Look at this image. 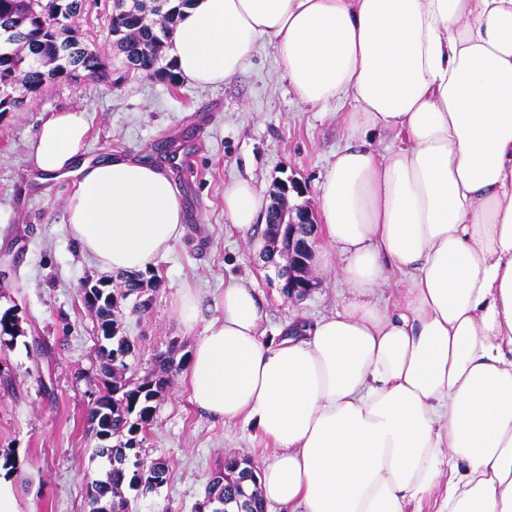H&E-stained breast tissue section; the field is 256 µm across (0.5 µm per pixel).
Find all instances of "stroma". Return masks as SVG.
<instances>
[{
	"label": "stroma",
	"instance_id": "stroma-1",
	"mask_svg": "<svg viewBox=\"0 0 512 512\" xmlns=\"http://www.w3.org/2000/svg\"><path fill=\"white\" fill-rule=\"evenodd\" d=\"M92 40L110 72L106 83L51 82L23 105L0 113V315H15V336L0 337V469L10 479L21 512H89L84 488L98 476L89 458L97 444L88 410L100 388L98 320L83 302L85 285L123 288L81 254L64 224L72 178L42 180L28 143L52 112H86L91 125L83 159L112 152L146 156L166 169L182 195L185 233L160 256L149 277L146 311L122 305L120 330L135 344L129 376L147 377L157 354L177 368L156 402L141 444L146 460L165 459L170 477L135 502V512H193L212 472L232 455L262 466L259 431L244 421L221 423L193 410L184 382L193 337L174 314L180 289L194 288L203 316H216L213 299L233 278L258 296L266 338L280 339L300 321L340 309L347 289L335 267L324 266L317 240L312 271L317 285L301 300L288 298L274 263L257 240L224 219V188L253 178L264 194L278 181H299L305 193L289 205L316 208L315 186L347 136L335 104L322 108L297 98L273 48L259 44L246 69L217 88L170 83L126 69L112 48L103 6H87L72 23ZM198 139L196 173L169 167L176 138Z\"/></svg>",
	"mask_w": 512,
	"mask_h": 512
}]
</instances>
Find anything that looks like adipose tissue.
<instances>
[{
	"instance_id": "ef3b65f1",
	"label": "adipose tissue",
	"mask_w": 512,
	"mask_h": 512,
	"mask_svg": "<svg viewBox=\"0 0 512 512\" xmlns=\"http://www.w3.org/2000/svg\"><path fill=\"white\" fill-rule=\"evenodd\" d=\"M261 42L301 103L344 105L316 200L349 296L267 341L251 288L227 280L207 321L184 291L191 404L271 444L270 512H512V0H191L170 52L208 88ZM88 133L85 113H51L33 164L75 175L66 228L102 272L151 270L185 232L180 193L146 161L81 160ZM374 133L396 148L379 156ZM267 208L252 180L224 189L240 231Z\"/></svg>"
}]
</instances>
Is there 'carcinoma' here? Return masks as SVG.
<instances>
[{
    "instance_id": "1",
    "label": "carcinoma",
    "mask_w": 512,
    "mask_h": 512,
    "mask_svg": "<svg viewBox=\"0 0 512 512\" xmlns=\"http://www.w3.org/2000/svg\"><path fill=\"white\" fill-rule=\"evenodd\" d=\"M34 0H0V86H22L37 93L48 82L75 81L89 77L91 82L109 78L103 56L95 50H85L84 43L72 35L69 26L58 28L57 4L63 5L62 15L72 20L84 10L86 0H44V8L34 11ZM191 0H115L109 16V33L113 49L125 57L132 70L153 73L176 84L178 75L174 61L163 63L168 39L182 8ZM125 287L117 292L99 289L95 301L84 297L101 325L98 353L103 360L105 380L88 411L91 433L98 440L93 458L107 460L105 478L87 484L85 497L90 512H132L133 501L124 489L135 497L156 492L168 480V464L159 459L147 462L139 455V436L156 411L155 402L167 385L173 360L159 354L154 369L143 379L127 377V358L134 345L120 334L121 303L130 297L136 307H146L140 301L144 292L142 274H124ZM194 512H265L257 485L256 469L234 456L224 457V465L209 480L201 501Z\"/></svg>"
}]
</instances>
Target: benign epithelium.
<instances>
[{
	"label": "benign epithelium",
	"instance_id": "obj_1",
	"mask_svg": "<svg viewBox=\"0 0 512 512\" xmlns=\"http://www.w3.org/2000/svg\"><path fill=\"white\" fill-rule=\"evenodd\" d=\"M291 190L299 196L303 194L299 185L295 183L290 185L282 181L276 184V189L271 194L278 203L279 220L275 226L265 231V252L272 255L277 253L285 258V269L288 271V283L291 288L288 297L302 300L315 287L311 272L312 246L311 242H306L304 256L301 257L294 250V237L298 229L313 223V220L308 206L288 207V193ZM285 227L288 228V247L286 248L281 246L282 231Z\"/></svg>",
	"mask_w": 512,
	"mask_h": 512
}]
</instances>
